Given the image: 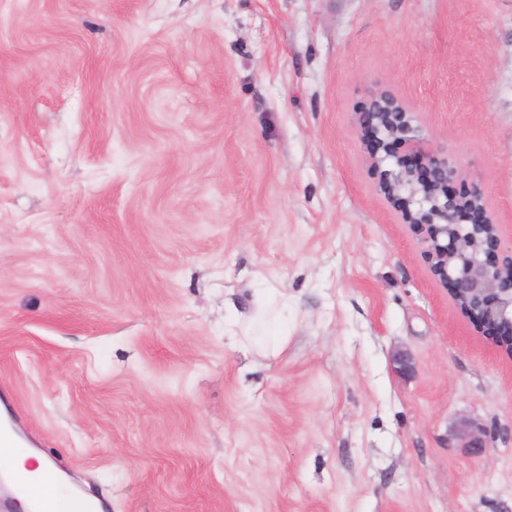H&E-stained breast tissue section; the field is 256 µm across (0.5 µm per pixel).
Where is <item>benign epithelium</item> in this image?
<instances>
[{
  "label": "benign epithelium",
  "mask_w": 512,
  "mask_h": 512,
  "mask_svg": "<svg viewBox=\"0 0 512 512\" xmlns=\"http://www.w3.org/2000/svg\"><path fill=\"white\" fill-rule=\"evenodd\" d=\"M354 124L370 143L367 162L380 174V189L403 220L421 230L419 244L434 275L448 285L451 300L461 310L509 333L496 337L495 344L511 355L512 243L502 246L484 190L475 184L463 197L448 192V185L462 177L463 167L391 92L371 91ZM394 141L404 153L420 157L427 177L392 152ZM496 251L501 258L487 260Z\"/></svg>",
  "instance_id": "benign-epithelium-1"
}]
</instances>
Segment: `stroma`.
Returning a JSON list of instances; mask_svg holds the SVG:
<instances>
[{
  "label": "stroma",
  "mask_w": 512,
  "mask_h": 512,
  "mask_svg": "<svg viewBox=\"0 0 512 512\" xmlns=\"http://www.w3.org/2000/svg\"><path fill=\"white\" fill-rule=\"evenodd\" d=\"M372 88L512 241V0H0V401L104 512H512V358L379 190Z\"/></svg>",
  "instance_id": "35a3bbf8"
}]
</instances>
